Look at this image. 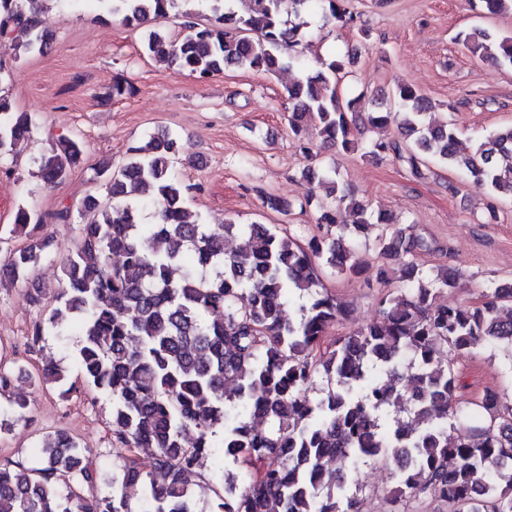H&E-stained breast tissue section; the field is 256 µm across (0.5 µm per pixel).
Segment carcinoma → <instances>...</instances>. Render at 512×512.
Listing matches in <instances>:
<instances>
[{
    "instance_id": "cac0c4a2",
    "label": "carcinoma",
    "mask_w": 512,
    "mask_h": 512,
    "mask_svg": "<svg viewBox=\"0 0 512 512\" xmlns=\"http://www.w3.org/2000/svg\"><path fill=\"white\" fill-rule=\"evenodd\" d=\"M43 0H0V38L20 55L47 47ZM128 26L164 17L176 0H95ZM212 18L201 24L185 15L184 32L170 40L149 32L144 51L162 55L200 80L230 68L277 74L297 55L300 25H287L280 0H243L239 13L224 0H208ZM298 10L321 14L324 24L356 22L339 0H294ZM457 40L473 55L512 67V36L485 29L461 31ZM344 63L333 59L286 87L288 127L306 165L302 178H330L332 200L320 206L306 242L269 224L211 225L188 210L190 187L171 173L177 140L151 136L127 149L117 166L102 163L112 203L88 194L85 211L98 218L79 225V240L63 263V287L45 318L32 327L38 343L49 331L81 336L77 364L84 381L112 395V445L117 453L111 492L77 495L96 483L98 471L68 431L48 434L38 462L0 464V512H128L126 494L139 489L149 512H194L192 486L206 458L240 457L255 467L246 479L224 476V494L211 512H356L348 479L359 458L392 464L394 502L434 498L448 512H512V406L492 390L476 407L461 399L454 360L473 350H512V285H496L481 303H437L456 287V267H426L416 253L436 249L414 226L373 213L333 179L309 165L317 144L389 159L413 178L426 177V161L461 170L484 190L490 204L512 198V124L458 152V131L426 120L429 101L400 85L393 105L365 111L362 92L341 94ZM395 125L401 138L354 139L357 124ZM34 119L12 110L0 94V156L28 137ZM78 142L60 138L44 153L34 175L53 186L82 159ZM155 206L160 221L142 222ZM356 215L351 231L372 238L379 254L399 265L404 288L385 293L378 317L356 331L326 341L347 319L349 307L323 288L319 263L357 276L361 265L335 236L341 209ZM44 217L20 207L10 233L30 243L0 261V280L25 282L50 247L37 234ZM242 243L224 249L226 235ZM184 266L181 278L176 268ZM308 294L295 314L285 306ZM414 370L413 388L398 387L400 360ZM320 375L326 388L309 398L303 389ZM38 383L66 398V371L44 361ZM232 387L235 402L225 393ZM408 405L414 423L382 413ZM268 424L260 428L257 421ZM155 449L150 468L138 449Z\"/></svg>"
}]
</instances>
